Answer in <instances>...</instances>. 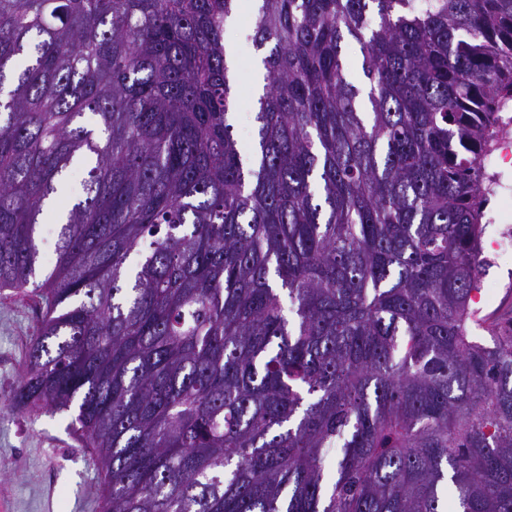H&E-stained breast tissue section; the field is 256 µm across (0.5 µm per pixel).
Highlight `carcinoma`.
Returning a JSON list of instances; mask_svg holds the SVG:
<instances>
[{"label": "carcinoma", "instance_id": "cac0c4a2", "mask_svg": "<svg viewBox=\"0 0 512 512\" xmlns=\"http://www.w3.org/2000/svg\"><path fill=\"white\" fill-rule=\"evenodd\" d=\"M239 11L0 0V290L45 308L13 407L75 409L104 512H512V333L470 335L512 0H259L249 158ZM256 13L255 7L250 12L240 11L226 21V55L235 57V68L232 71L241 90L230 109L229 122L233 124L239 142L244 145H253L257 140L258 124L255 121L257 106L254 83L263 76V68L257 71L254 61L258 57L262 59L264 53L262 50L258 51L250 39ZM84 168L85 164L82 162L75 164L72 168L66 182L59 191L58 200L61 205H65L76 195H79L82 192V182L85 176ZM61 224L49 219L41 226L40 248L46 261L51 264L55 261V244L58 238Z\"/></svg>", "mask_w": 512, "mask_h": 512}]
</instances>
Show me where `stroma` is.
Returning a JSON list of instances; mask_svg holds the SVG:
<instances>
[{"instance_id":"35a3bbf8","label":"stroma","mask_w":512,"mask_h":512,"mask_svg":"<svg viewBox=\"0 0 512 512\" xmlns=\"http://www.w3.org/2000/svg\"><path fill=\"white\" fill-rule=\"evenodd\" d=\"M255 12H241L226 22L225 45L235 58L240 85L229 121L245 145L257 140L254 83L261 73L250 35ZM491 173L495 193L485 208L483 256L488 266L474 305L484 322L475 336L489 340L490 330H512V251L497 244L512 226V149L496 144ZM43 306L34 296L0 292V512H104V473L95 453L73 433L71 412L28 414L14 410L11 396L21 381L30 339L37 332Z\"/></svg>"}]
</instances>
